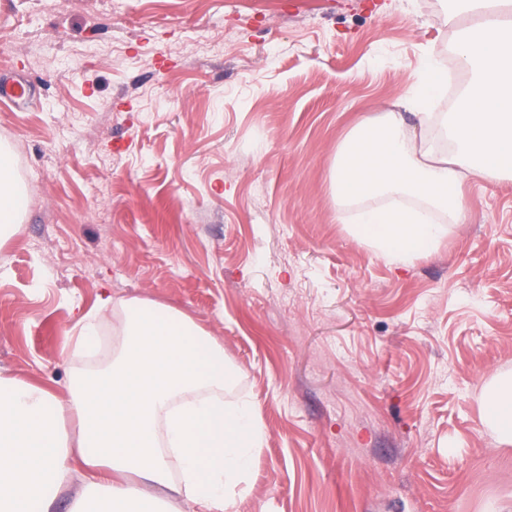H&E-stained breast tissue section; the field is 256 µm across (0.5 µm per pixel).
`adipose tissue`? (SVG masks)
I'll return each mask as SVG.
<instances>
[{
    "label": "adipose tissue",
    "instance_id": "ef3b65f1",
    "mask_svg": "<svg viewBox=\"0 0 512 512\" xmlns=\"http://www.w3.org/2000/svg\"><path fill=\"white\" fill-rule=\"evenodd\" d=\"M461 29L453 54L470 75L451 111L435 100L446 80L430 56L410 113L385 112L354 127L336 150L342 204L366 202L353 235L405 263L438 243L464 215L463 178L512 179V0H448ZM0 149V233L22 211ZM112 346L73 368L66 396L0 372V512H239L263 445L254 403L225 400L236 376L224 347L185 313L145 299L99 298L76 320L72 356ZM486 422L512 445V380L489 387ZM79 492L62 497L72 474Z\"/></svg>",
    "mask_w": 512,
    "mask_h": 512
}]
</instances>
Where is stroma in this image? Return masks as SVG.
<instances>
[{
	"mask_svg": "<svg viewBox=\"0 0 512 512\" xmlns=\"http://www.w3.org/2000/svg\"><path fill=\"white\" fill-rule=\"evenodd\" d=\"M445 0H0V103L25 207L0 238V371L65 395L66 336L101 294L189 315L264 428L240 512H512L482 422L512 376V181L469 180L398 264L336 206L337 146L401 112ZM221 20L224 48L186 36ZM102 45L79 71L60 57ZM59 100L62 110L50 109ZM81 113V137L64 131Z\"/></svg>",
	"mask_w": 512,
	"mask_h": 512,
	"instance_id": "1",
	"label": "stroma"
}]
</instances>
